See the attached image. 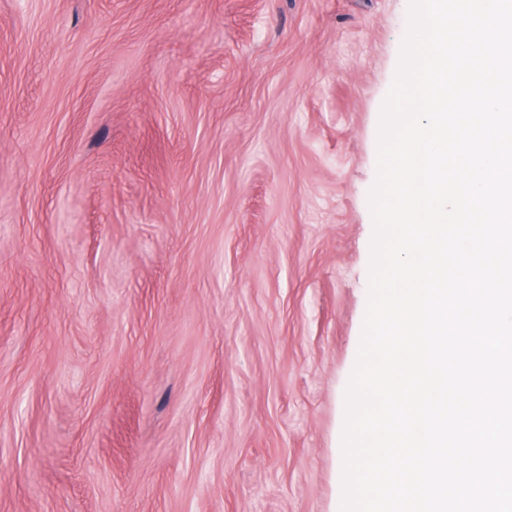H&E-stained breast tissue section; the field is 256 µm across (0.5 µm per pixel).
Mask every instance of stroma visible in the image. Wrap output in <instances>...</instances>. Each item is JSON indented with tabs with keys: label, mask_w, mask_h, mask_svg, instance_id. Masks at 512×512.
<instances>
[{
	"label": "stroma",
	"mask_w": 512,
	"mask_h": 512,
	"mask_svg": "<svg viewBox=\"0 0 512 512\" xmlns=\"http://www.w3.org/2000/svg\"><path fill=\"white\" fill-rule=\"evenodd\" d=\"M410 0H0V512H340Z\"/></svg>",
	"instance_id": "obj_1"
}]
</instances>
